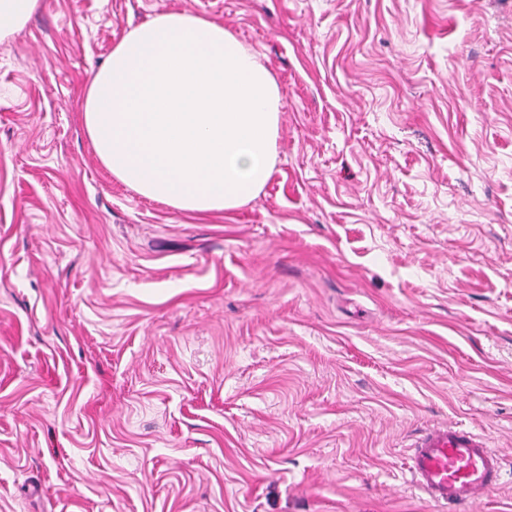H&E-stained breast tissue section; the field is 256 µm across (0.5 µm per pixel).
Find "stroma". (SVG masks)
Wrapping results in <instances>:
<instances>
[{"instance_id":"1","label":"stroma","mask_w":512,"mask_h":512,"mask_svg":"<svg viewBox=\"0 0 512 512\" xmlns=\"http://www.w3.org/2000/svg\"><path fill=\"white\" fill-rule=\"evenodd\" d=\"M275 76L260 195L193 215L99 161L80 100L155 15ZM506 459L512 0H40L0 44V512H448L430 426Z\"/></svg>"}]
</instances>
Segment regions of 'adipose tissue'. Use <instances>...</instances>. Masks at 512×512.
<instances>
[{
	"instance_id": "1",
	"label": "adipose tissue",
	"mask_w": 512,
	"mask_h": 512,
	"mask_svg": "<svg viewBox=\"0 0 512 512\" xmlns=\"http://www.w3.org/2000/svg\"><path fill=\"white\" fill-rule=\"evenodd\" d=\"M272 73L204 15H157L124 35L81 101L86 133L113 177L187 213L257 198L277 156Z\"/></svg>"
}]
</instances>
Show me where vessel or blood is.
Wrapping results in <instances>:
<instances>
[{"label": "vessel or blood", "instance_id": "vessel-or-blood-1", "mask_svg": "<svg viewBox=\"0 0 512 512\" xmlns=\"http://www.w3.org/2000/svg\"><path fill=\"white\" fill-rule=\"evenodd\" d=\"M503 468V457L482 434L445 423L414 441L408 473L423 499L456 512L485 499L499 485Z\"/></svg>", "mask_w": 512, "mask_h": 512}]
</instances>
